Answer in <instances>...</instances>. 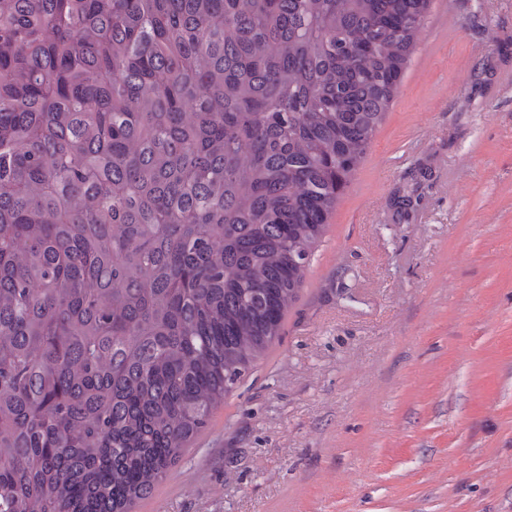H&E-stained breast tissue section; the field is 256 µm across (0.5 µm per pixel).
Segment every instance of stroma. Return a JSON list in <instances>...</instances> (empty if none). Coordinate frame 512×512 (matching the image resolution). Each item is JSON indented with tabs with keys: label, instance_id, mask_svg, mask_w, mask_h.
I'll return each instance as SVG.
<instances>
[{
	"label": "stroma",
	"instance_id": "1",
	"mask_svg": "<svg viewBox=\"0 0 512 512\" xmlns=\"http://www.w3.org/2000/svg\"><path fill=\"white\" fill-rule=\"evenodd\" d=\"M133 512H512V0H433L279 337Z\"/></svg>",
	"mask_w": 512,
	"mask_h": 512
}]
</instances>
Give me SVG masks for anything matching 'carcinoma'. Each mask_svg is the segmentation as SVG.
<instances>
[{"label":"carcinoma","instance_id":"carcinoma-1","mask_svg":"<svg viewBox=\"0 0 512 512\" xmlns=\"http://www.w3.org/2000/svg\"><path fill=\"white\" fill-rule=\"evenodd\" d=\"M432 0H0V512H131L280 336Z\"/></svg>","mask_w":512,"mask_h":512}]
</instances>
